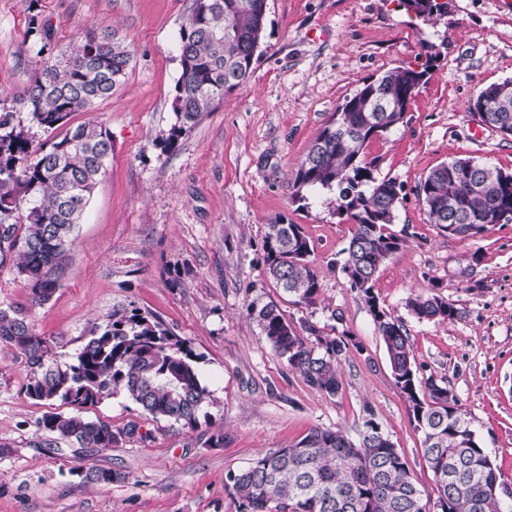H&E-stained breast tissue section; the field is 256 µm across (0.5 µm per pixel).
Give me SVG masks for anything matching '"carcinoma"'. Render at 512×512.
Here are the masks:
<instances>
[{"mask_svg":"<svg viewBox=\"0 0 512 512\" xmlns=\"http://www.w3.org/2000/svg\"><path fill=\"white\" fill-rule=\"evenodd\" d=\"M262 2L193 0L179 32L181 72L172 103L176 123L158 140L162 150L176 149L203 113L252 76L266 24ZM400 3L425 24L448 13V3L439 0ZM130 60L128 46L115 36L89 32L74 51L43 63L22 98L30 124L12 110H0V266L12 265L38 304L51 299L63 274V257L112 154V136L100 125L79 124L36 154L32 129L56 130L72 113L110 96ZM425 75L424 69L399 66L362 81L309 146L296 170L292 197L300 203L309 192L334 190L336 210L355 221L342 272L362 293L373 321L380 322L376 330L395 385L421 433L423 460L433 474L435 512H505V481L472 419L447 383L418 379L410 336L400 320L380 307L374 291L379 269L403 243L389 231L402 187L376 174L375 162L365 160V149L379 137L376 116L389 130L404 122ZM498 86L480 89L476 98L484 99L511 136L512 97L497 101ZM470 174L488 191L470 190ZM508 176L499 167L457 159L432 169L421 180L418 196L429 223L443 232L456 224V237L467 239L473 224L487 231L492 224L512 222ZM22 196L27 200L23 214ZM311 251L301 225H266L267 274L295 302L307 305L317 301L320 288L309 262ZM406 307L419 320L456 315L453 304L435 294H415ZM248 310L292 372L317 392L336 395L348 348L345 338L318 336L310 345L274 302L254 299ZM0 343L25 356L32 371L25 386L29 398L72 408L70 413H49L39 423L46 448L60 440L80 448H110L139 435L136 421L114 430L105 421L80 415L82 408L118 392L154 419L191 427L210 400L193 351L161 319L136 310L112 313L91 333L75 361L63 366L50 345L33 333L21 305L0 308ZM84 480L108 484L121 475L91 467ZM229 480L242 500V512H427L409 461L373 419L365 420L354 437L339 428H313L296 444L259 455Z\"/></svg>","mask_w":512,"mask_h":512,"instance_id":"cac0c4a2","label":"carcinoma"}]
</instances>
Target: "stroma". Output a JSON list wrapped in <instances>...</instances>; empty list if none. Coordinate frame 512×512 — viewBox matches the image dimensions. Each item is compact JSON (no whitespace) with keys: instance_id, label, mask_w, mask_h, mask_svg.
Returning a JSON list of instances; mask_svg holds the SVG:
<instances>
[{"instance_id":"35a3bbf8","label":"stroma","mask_w":512,"mask_h":512,"mask_svg":"<svg viewBox=\"0 0 512 512\" xmlns=\"http://www.w3.org/2000/svg\"><path fill=\"white\" fill-rule=\"evenodd\" d=\"M449 3L429 26L399 0H267L251 79L167 153L156 140L176 121L179 30L191 0H0V108L14 106L42 62L86 32H115L131 51L111 96L70 116L73 126L102 125L113 150L58 287L31 308L34 333L71 363L112 312L156 315L196 354L211 394L191 428L153 419L118 393L83 414L116 429L140 421V438L45 448L38 424L50 408L26 394L24 355L0 344V444L9 448L0 456V512H241L228 474L312 428L352 434L370 417L434 497L421 435L362 294L341 271L353 221L336 211L333 192L300 207L290 189L309 144L360 82L408 65L427 69L425 84L403 124L365 150L379 175L403 186L390 230L404 244L380 268L375 293L410 336L419 379L447 382L512 485V223L454 238L430 224L418 198L423 177L443 162L512 171V136L469 107L480 88L512 78V0ZM45 21L47 44L36 31ZM279 220L303 225L313 243L316 304L294 303L266 274L265 226ZM421 291L452 303L454 319L411 315L405 301ZM256 298L277 303L306 342L346 337L336 396L307 386L275 353L247 311ZM219 430L223 447H210ZM90 467L122 479L87 484Z\"/></svg>"}]
</instances>
